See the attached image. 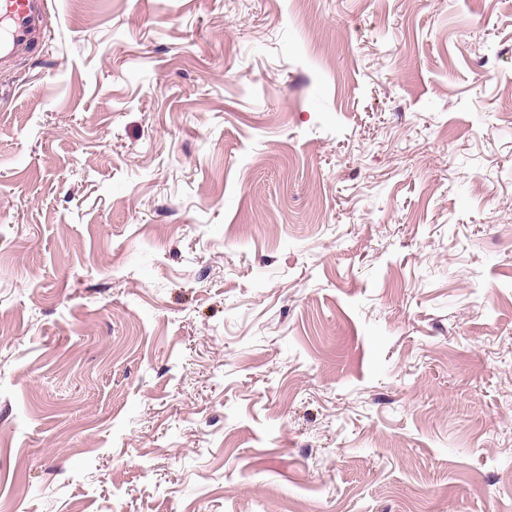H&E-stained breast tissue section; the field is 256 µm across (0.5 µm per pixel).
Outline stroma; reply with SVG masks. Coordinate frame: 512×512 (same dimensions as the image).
<instances>
[{"instance_id":"obj_1","label":"stroma","mask_w":512,"mask_h":512,"mask_svg":"<svg viewBox=\"0 0 512 512\" xmlns=\"http://www.w3.org/2000/svg\"><path fill=\"white\" fill-rule=\"evenodd\" d=\"M0 512H512V0H50Z\"/></svg>"}]
</instances>
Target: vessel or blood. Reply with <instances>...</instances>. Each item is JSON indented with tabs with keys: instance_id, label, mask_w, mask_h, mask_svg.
I'll return each instance as SVG.
<instances>
[{
	"instance_id": "obj_1",
	"label": "vessel or blood",
	"mask_w": 512,
	"mask_h": 512,
	"mask_svg": "<svg viewBox=\"0 0 512 512\" xmlns=\"http://www.w3.org/2000/svg\"><path fill=\"white\" fill-rule=\"evenodd\" d=\"M48 0H0V61L8 62L42 33Z\"/></svg>"
}]
</instances>
